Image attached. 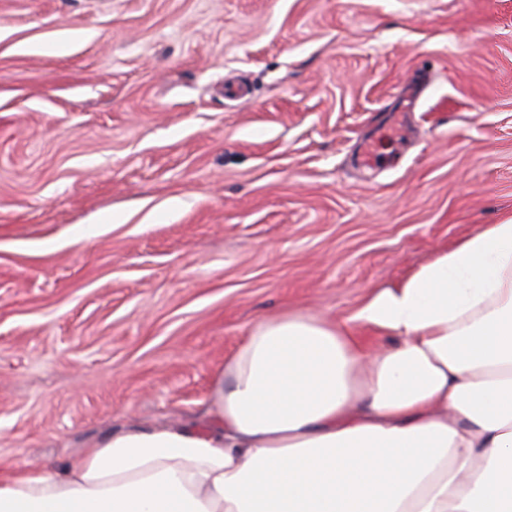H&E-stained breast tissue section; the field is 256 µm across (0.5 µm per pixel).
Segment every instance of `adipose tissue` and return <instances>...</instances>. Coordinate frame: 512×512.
<instances>
[{
	"label": "adipose tissue",
	"mask_w": 512,
	"mask_h": 512,
	"mask_svg": "<svg viewBox=\"0 0 512 512\" xmlns=\"http://www.w3.org/2000/svg\"><path fill=\"white\" fill-rule=\"evenodd\" d=\"M208 412L0 475V512H512V219L342 322L258 320Z\"/></svg>",
	"instance_id": "obj_1"
}]
</instances>
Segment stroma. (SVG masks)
Here are the masks:
<instances>
[{"label":"stroma","instance_id":"stroma-1","mask_svg":"<svg viewBox=\"0 0 512 512\" xmlns=\"http://www.w3.org/2000/svg\"><path fill=\"white\" fill-rule=\"evenodd\" d=\"M510 218L512 0H0V469Z\"/></svg>","mask_w":512,"mask_h":512}]
</instances>
